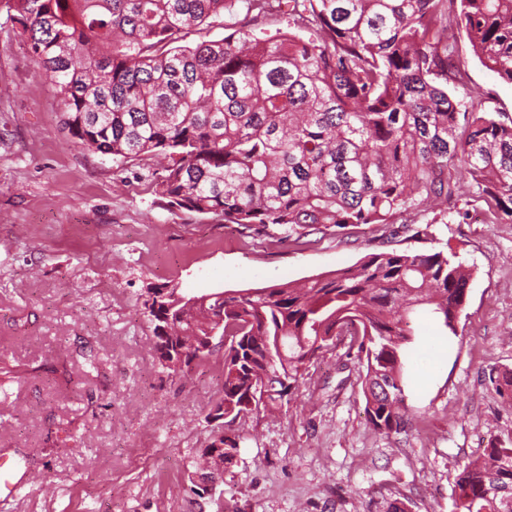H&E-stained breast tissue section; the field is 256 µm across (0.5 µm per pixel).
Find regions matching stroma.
I'll list each match as a JSON object with an SVG mask.
<instances>
[{
    "instance_id": "35a3bbf8",
    "label": "stroma",
    "mask_w": 512,
    "mask_h": 512,
    "mask_svg": "<svg viewBox=\"0 0 512 512\" xmlns=\"http://www.w3.org/2000/svg\"><path fill=\"white\" fill-rule=\"evenodd\" d=\"M0 0V462L19 491L0 512H452L461 465L512 441V404L484 379L512 369V222L491 223L461 182L454 206L303 238L258 236L168 208L156 159L84 150ZM466 90L512 117V85L459 41ZM468 212L460 222L459 212ZM451 248L471 269L458 334L419 319L407 354V431L364 413L363 362L345 347L311 366L274 413L239 419L238 457L213 494L185 470L215 426L224 350L185 377L163 371L143 313L148 289L186 296L263 288L359 265L382 251Z\"/></svg>"
}]
</instances>
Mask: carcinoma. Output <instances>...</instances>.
Returning <instances> with one entry per match:
<instances>
[{"label":"carcinoma","instance_id":"carcinoma-1","mask_svg":"<svg viewBox=\"0 0 512 512\" xmlns=\"http://www.w3.org/2000/svg\"><path fill=\"white\" fill-rule=\"evenodd\" d=\"M288 7L275 40L240 29L193 46L181 32L238 3ZM17 36L54 86L74 143L115 159L155 156L171 209L214 214L261 235L271 226L393 224L450 203L456 174L512 220V118L463 85L456 26L474 56L512 84V0H15ZM455 252L376 253L294 285L224 291L207 306L146 311L158 365L168 337H224L229 421L271 411L310 365L349 339L366 361L364 412L381 433L408 424L405 348L424 315L448 335L468 297ZM276 387L244 404L250 389ZM486 381L512 403V372ZM454 512H512V445L488 441L462 467Z\"/></svg>","mask_w":512,"mask_h":512}]
</instances>
